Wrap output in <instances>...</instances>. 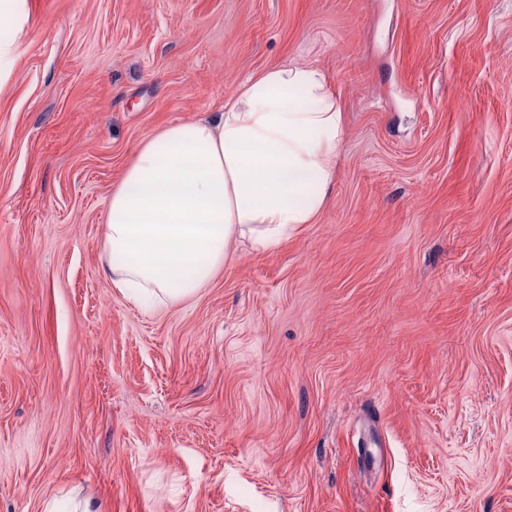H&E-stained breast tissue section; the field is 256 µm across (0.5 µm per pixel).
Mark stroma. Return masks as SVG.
<instances>
[{
  "label": "stroma",
  "mask_w": 512,
  "mask_h": 512,
  "mask_svg": "<svg viewBox=\"0 0 512 512\" xmlns=\"http://www.w3.org/2000/svg\"><path fill=\"white\" fill-rule=\"evenodd\" d=\"M0 89V512H512V0H27ZM344 113L277 248L102 274L147 138L280 65Z\"/></svg>",
  "instance_id": "obj_1"
}]
</instances>
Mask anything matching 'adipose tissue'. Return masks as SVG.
<instances>
[{
  "label": "adipose tissue",
  "mask_w": 512,
  "mask_h": 512,
  "mask_svg": "<svg viewBox=\"0 0 512 512\" xmlns=\"http://www.w3.org/2000/svg\"><path fill=\"white\" fill-rule=\"evenodd\" d=\"M343 128L323 73L281 66L211 117L158 130L112 188L103 248L113 287L159 310L205 287L233 243L265 251L295 235L327 203Z\"/></svg>",
  "instance_id": "adipose-tissue-1"
}]
</instances>
